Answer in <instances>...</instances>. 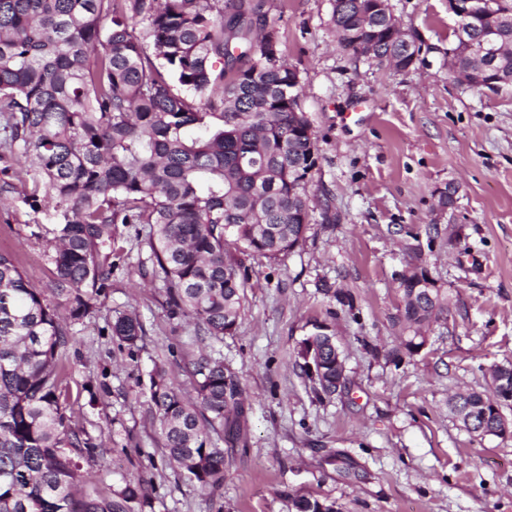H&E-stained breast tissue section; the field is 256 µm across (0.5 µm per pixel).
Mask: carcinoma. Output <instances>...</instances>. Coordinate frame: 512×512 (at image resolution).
Masks as SVG:
<instances>
[{"label":"carcinoma","mask_w":512,"mask_h":512,"mask_svg":"<svg viewBox=\"0 0 512 512\" xmlns=\"http://www.w3.org/2000/svg\"><path fill=\"white\" fill-rule=\"evenodd\" d=\"M483 2L460 20L454 44L496 32L497 68L462 52L449 71H479L473 87L493 83L496 93L512 87V0ZM258 10L245 0H0V192L25 174L24 202L53 203L56 299L0 252V512H133L146 498L135 481L104 497L79 489L81 458L96 444L71 425L59 389L71 326L112 278V225H149L172 313L212 343L238 326L248 271L236 253L276 258L303 240L319 149L279 30L247 20ZM331 21L344 49L356 54L372 41L369 64L406 70L410 54L382 0H334ZM399 288L394 324L411 332L403 344L415 352L447 302L402 277ZM142 334L131 312L112 321V335L131 348ZM310 344L298 355L307 371L319 362L310 379L330 395L341 377L336 344ZM190 374L192 401L154 366L150 409L169 462L214 495L224 486L221 433L243 412V390L221 356L201 355ZM488 402L461 393L451 409L464 427L491 435ZM291 501L295 512H336L327 500Z\"/></svg>","instance_id":"obj_1"}]
</instances>
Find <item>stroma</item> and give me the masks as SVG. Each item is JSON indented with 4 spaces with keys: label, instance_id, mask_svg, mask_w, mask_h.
Returning <instances> with one entry per match:
<instances>
[{
    "label": "stroma",
    "instance_id": "obj_1",
    "mask_svg": "<svg viewBox=\"0 0 512 512\" xmlns=\"http://www.w3.org/2000/svg\"><path fill=\"white\" fill-rule=\"evenodd\" d=\"M261 3L298 72L319 161L303 240L275 259L242 258L238 328L218 346L244 390L224 487L201 493L162 450L149 373L161 364L193 395L189 366L208 345L153 277L148 225L116 224L112 279L61 354L67 414L95 443L83 488L105 495L140 481L147 498L135 512H291L296 495L338 512H512V434L477 436L448 410L456 393L490 392V369L512 362V89L456 82L448 0H390L422 47L402 72L339 46L333 0ZM50 222L18 192L0 197V251L39 287L53 266L34 232ZM418 258L448 301L411 355L393 318L399 277ZM336 289L352 306L332 298ZM122 312L144 328L132 348L112 335ZM319 324L346 367L329 396L315 393L298 355Z\"/></svg>",
    "mask_w": 512,
    "mask_h": 512
}]
</instances>
